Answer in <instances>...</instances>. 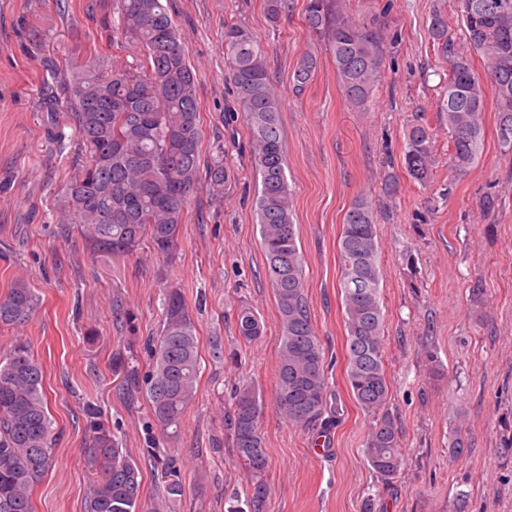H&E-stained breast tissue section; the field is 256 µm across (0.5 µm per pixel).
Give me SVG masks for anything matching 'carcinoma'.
Here are the masks:
<instances>
[{"mask_svg": "<svg viewBox=\"0 0 512 512\" xmlns=\"http://www.w3.org/2000/svg\"><path fill=\"white\" fill-rule=\"evenodd\" d=\"M459 26L469 47L483 58L485 71L473 68L457 45L448 22L433 18L430 37L448 59V98L441 114L450 134L449 166L465 170L483 149V112L492 98L497 138L512 153V0H455ZM304 21L327 33L337 79L346 99L366 105L381 81L380 38L343 16H332L327 0H306ZM112 45H134L132 64L103 75L78 73L67 86L65 119L77 131L85 159L64 188L70 223L83 228L93 253L125 256L150 244L169 257L176 248L188 203L201 183L214 200L224 197L231 178L224 152L216 150L201 169V107L196 77L165 0H119L112 16ZM224 54L233 86L229 112L246 115L251 163L260 177L256 215L282 328L275 405L288 423L320 425L328 406L329 378L324 349L313 328L292 200L285 173L286 155L279 101L270 79L267 51L246 27L224 26ZM317 69L311 55L293 71L303 89ZM433 133L420 116L404 130L403 165L416 181L430 179L435 162ZM338 247L339 288L344 307L346 379L365 411L375 417L365 455L383 481L403 464L398 427L387 410L389 386L383 348L379 243L372 204L360 196L348 207ZM37 307L30 288L17 284L0 298V324L27 320ZM240 335H261L258 315L237 313ZM200 372L195 325L181 295L164 298V321L145 392L163 432L177 433L197 391ZM262 399L245 386L235 393L228 415L232 448L252 473L249 512H265L268 458L260 429ZM56 441L47 413L43 371L29 346L18 343L0 354V512H33L32 492L53 463ZM94 448L101 473L90 489L88 512H139L141 481L135 461L101 424L94 425Z\"/></svg>", "mask_w": 512, "mask_h": 512, "instance_id": "1", "label": "carcinoma"}]
</instances>
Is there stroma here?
Instances as JSON below:
<instances>
[{"label": "stroma", "mask_w": 512, "mask_h": 512, "mask_svg": "<svg viewBox=\"0 0 512 512\" xmlns=\"http://www.w3.org/2000/svg\"><path fill=\"white\" fill-rule=\"evenodd\" d=\"M170 2L196 76L204 142L223 145L235 178L221 200L199 191L167 261L148 247L90 254L62 221L77 137L64 124L52 140L44 102L63 99L65 82L85 65L108 72L132 63V50L112 45L115 0H0V297L21 281L38 298L27 321L0 325V351L30 345L57 436L34 512H85L97 469L90 404L141 471V512H234L250 479L226 417L244 383L263 402L266 512H512V153L500 149L490 105L481 156L464 172L448 166V126L437 117L448 62L428 28L438 13L459 34L453 0H334L342 16L381 38L383 78L361 108L340 89L326 38L307 29L305 0H289L275 26L265 0ZM231 23L264 44L281 103L306 292L338 408L324 427L292 426L275 407L281 324L255 212L257 175L245 116L225 110ZM306 53L318 67L298 94L292 74ZM419 115L435 154L423 185L401 164L403 130ZM360 195L377 213L388 408L405 459L387 483L364 454L374 418L346 381L338 239ZM171 286L189 307L201 370L178 435L167 437L145 392L122 383L128 371L150 369ZM243 307L264 325L250 342L237 330ZM459 435L467 443L460 453L452 446ZM321 441L323 454L315 451ZM169 462L182 486L172 499L160 490Z\"/></svg>", "instance_id": "stroma-1"}]
</instances>
